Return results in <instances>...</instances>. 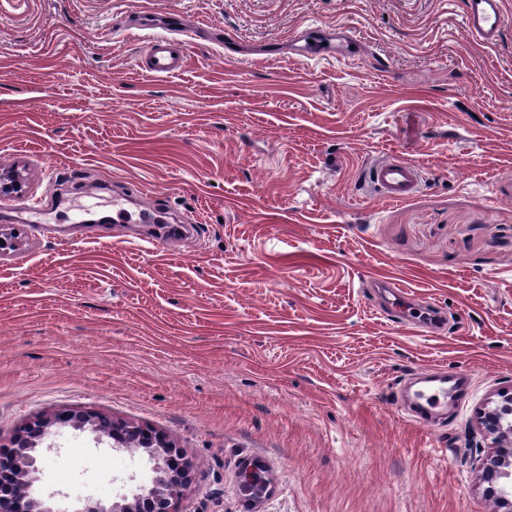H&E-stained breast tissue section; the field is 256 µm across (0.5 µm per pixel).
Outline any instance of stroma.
Returning a JSON list of instances; mask_svg holds the SVG:
<instances>
[{
    "label": "stroma",
    "instance_id": "1",
    "mask_svg": "<svg viewBox=\"0 0 512 512\" xmlns=\"http://www.w3.org/2000/svg\"><path fill=\"white\" fill-rule=\"evenodd\" d=\"M490 45L466 0H0V448L91 410L193 465L177 512H494L474 415L512 387V0ZM180 18L185 65H140ZM308 28L351 60H307ZM423 182L390 203L371 164ZM131 191V223L110 219ZM43 204L40 214L29 202ZM151 209L193 224L158 235ZM391 279L439 325L402 319ZM461 373L423 426L409 383ZM35 494L111 502L140 449L64 429ZM261 490L239 484L245 469Z\"/></svg>",
    "mask_w": 512,
    "mask_h": 512
}]
</instances>
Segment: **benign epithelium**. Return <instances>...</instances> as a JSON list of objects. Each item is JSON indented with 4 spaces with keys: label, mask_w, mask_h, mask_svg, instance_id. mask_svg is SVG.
Listing matches in <instances>:
<instances>
[{
    "label": "benign epithelium",
    "mask_w": 512,
    "mask_h": 512,
    "mask_svg": "<svg viewBox=\"0 0 512 512\" xmlns=\"http://www.w3.org/2000/svg\"><path fill=\"white\" fill-rule=\"evenodd\" d=\"M24 181L19 174L0 175V196L19 192ZM59 428L89 433L98 444L112 442V449L130 445L142 450L153 473L151 484L110 503L84 501L73 512H176L174 499L191 480L193 463L161 433L134 427H107L92 411H68L52 419L35 418L15 435L8 456L11 475L0 479V509L12 512L17 489L27 492L23 512H57L55 497L31 493L40 481L43 463L58 452L52 438ZM476 428L492 439V449L482 461L486 496L496 512H512V389L499 391L476 413Z\"/></svg>",
    "instance_id": "benign-epithelium-1"
}]
</instances>
